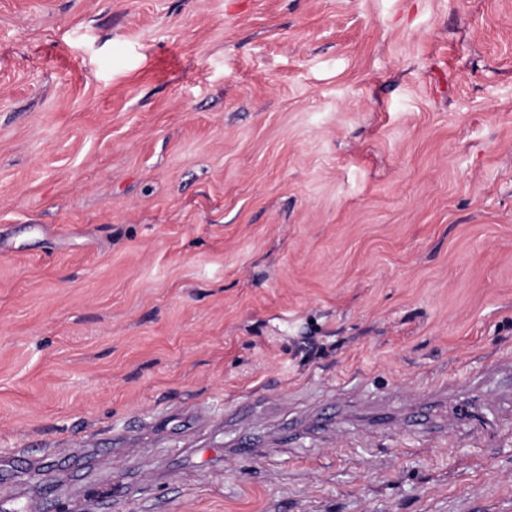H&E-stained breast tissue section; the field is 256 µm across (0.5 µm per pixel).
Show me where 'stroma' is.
I'll use <instances>...</instances> for the list:
<instances>
[{"instance_id": "obj_1", "label": "stroma", "mask_w": 512, "mask_h": 512, "mask_svg": "<svg viewBox=\"0 0 512 512\" xmlns=\"http://www.w3.org/2000/svg\"><path fill=\"white\" fill-rule=\"evenodd\" d=\"M507 360L512 0H0V512H512Z\"/></svg>"}]
</instances>
